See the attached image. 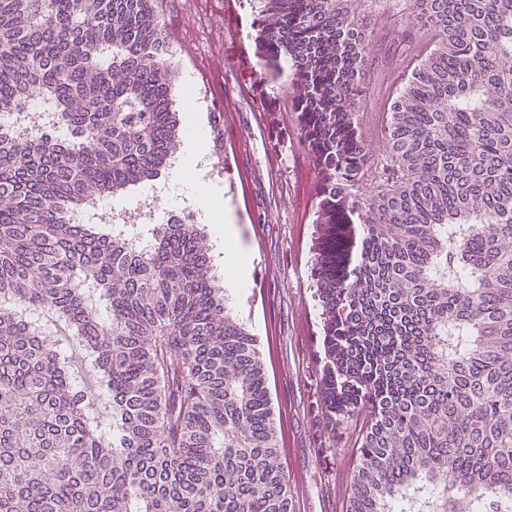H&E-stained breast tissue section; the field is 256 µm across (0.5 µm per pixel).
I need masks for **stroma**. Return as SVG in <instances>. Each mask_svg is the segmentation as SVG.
Here are the masks:
<instances>
[{
    "label": "stroma",
    "instance_id": "35a3bbf8",
    "mask_svg": "<svg viewBox=\"0 0 512 512\" xmlns=\"http://www.w3.org/2000/svg\"><path fill=\"white\" fill-rule=\"evenodd\" d=\"M260 0H159L180 78L206 91L224 114V158L231 171L215 183L233 208L241 242L251 250L244 293L224 303L258 341L281 462L294 512H346L356 433L325 416L324 333L314 266L323 225L315 221L319 177L286 98L269 95L250 38ZM359 22L375 28L358 100L361 146L385 155L381 130L395 89L397 59L417 34L415 18L395 23L381 0H366Z\"/></svg>",
    "mask_w": 512,
    "mask_h": 512
}]
</instances>
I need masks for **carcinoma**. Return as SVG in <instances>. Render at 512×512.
<instances>
[{"mask_svg":"<svg viewBox=\"0 0 512 512\" xmlns=\"http://www.w3.org/2000/svg\"><path fill=\"white\" fill-rule=\"evenodd\" d=\"M155 2L0 0V116L44 112L26 136L0 124V512H291L255 339L202 229L142 252L72 221L177 152ZM360 2L263 0L252 35L263 74L290 66L319 173L326 409L360 422L347 512H512V0H398L424 40L376 160L355 118L377 36ZM51 325L91 351L109 422Z\"/></svg>","mask_w":512,"mask_h":512,"instance_id":"obj_1","label":"carcinoma"}]
</instances>
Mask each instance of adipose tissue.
I'll use <instances>...</instances> for the list:
<instances>
[{
	"mask_svg": "<svg viewBox=\"0 0 512 512\" xmlns=\"http://www.w3.org/2000/svg\"><path fill=\"white\" fill-rule=\"evenodd\" d=\"M205 152V133L200 125H193L177 166L169 171V184L179 188L182 195L202 213L204 219L219 221L218 233L226 245L224 261L236 268L235 274L227 278L225 286L229 291L239 293L247 286L248 256L234 246L238 238V229L232 209H214V193L208 184L195 176L197 164Z\"/></svg>",
	"mask_w": 512,
	"mask_h": 512,
	"instance_id": "1",
	"label": "adipose tissue"
}]
</instances>
